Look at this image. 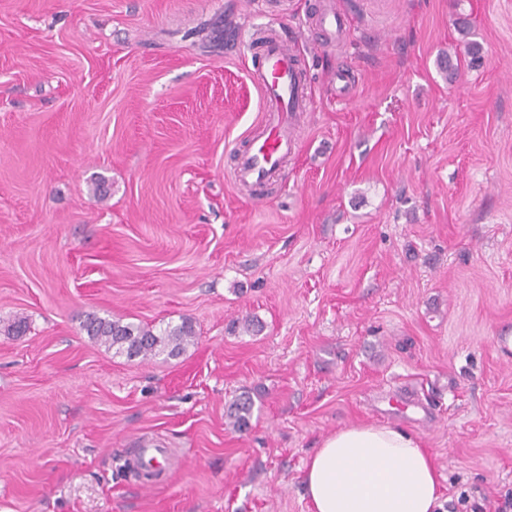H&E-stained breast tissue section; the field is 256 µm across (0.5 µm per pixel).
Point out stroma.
Returning a JSON list of instances; mask_svg holds the SVG:
<instances>
[{"label": "stroma", "instance_id": "obj_1", "mask_svg": "<svg viewBox=\"0 0 512 512\" xmlns=\"http://www.w3.org/2000/svg\"><path fill=\"white\" fill-rule=\"evenodd\" d=\"M322 2L0 0V512H310L307 457L373 422L423 440L443 512L512 491V0H335L315 50ZM270 26L313 99L243 191ZM91 315L197 341L129 359ZM253 404L247 398H239L233 402L228 410L227 417L236 429L245 428L252 415Z\"/></svg>", "mask_w": 512, "mask_h": 512}]
</instances>
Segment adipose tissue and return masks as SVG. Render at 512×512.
<instances>
[{
	"label": "adipose tissue",
	"mask_w": 512,
	"mask_h": 512,
	"mask_svg": "<svg viewBox=\"0 0 512 512\" xmlns=\"http://www.w3.org/2000/svg\"><path fill=\"white\" fill-rule=\"evenodd\" d=\"M311 512H439L437 469L422 440L390 423L325 438L301 476Z\"/></svg>",
	"instance_id": "1"
}]
</instances>
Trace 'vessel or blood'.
I'll list each match as a JSON object with an SVG mask.
<instances>
[{"instance_id": "b4317fda", "label": "vessel or blood", "mask_w": 512, "mask_h": 512, "mask_svg": "<svg viewBox=\"0 0 512 512\" xmlns=\"http://www.w3.org/2000/svg\"><path fill=\"white\" fill-rule=\"evenodd\" d=\"M251 78L262 98L258 135L235 148L234 180L250 189L272 182L296 148L292 129L308 110L311 88L289 40L273 28L251 42Z\"/></svg>"}]
</instances>
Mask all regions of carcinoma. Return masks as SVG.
Returning a JSON list of instances; mask_svg holds the SVG:
<instances>
[{
  "instance_id": "cac0c4a2",
  "label": "carcinoma",
  "mask_w": 512,
  "mask_h": 512,
  "mask_svg": "<svg viewBox=\"0 0 512 512\" xmlns=\"http://www.w3.org/2000/svg\"><path fill=\"white\" fill-rule=\"evenodd\" d=\"M84 330L87 335L129 359L163 354L176 357L195 339V331L186 321L157 331L142 324L92 316L87 319ZM252 409L249 399L239 398L229 406L227 417L234 428L242 429L248 425Z\"/></svg>"
}]
</instances>
